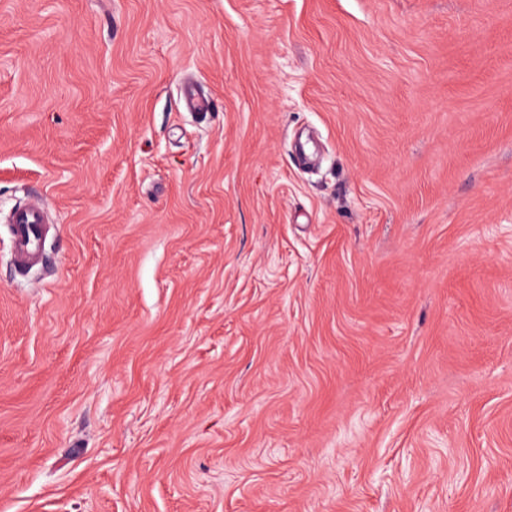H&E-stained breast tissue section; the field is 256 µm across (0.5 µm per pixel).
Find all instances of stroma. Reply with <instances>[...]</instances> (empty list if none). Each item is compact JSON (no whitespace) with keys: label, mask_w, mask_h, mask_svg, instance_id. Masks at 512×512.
<instances>
[{"label":"stroma","mask_w":512,"mask_h":512,"mask_svg":"<svg viewBox=\"0 0 512 512\" xmlns=\"http://www.w3.org/2000/svg\"><path fill=\"white\" fill-rule=\"evenodd\" d=\"M0 512H512V0H0ZM46 221V207L40 201H29L15 210L11 222L13 224L11 244L17 262L29 264L36 261Z\"/></svg>","instance_id":"stroma-1"}]
</instances>
